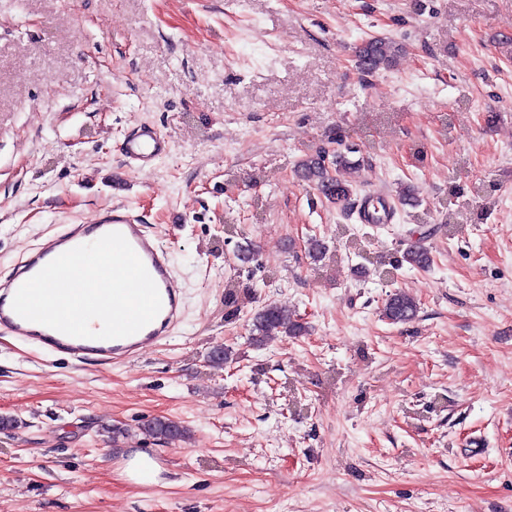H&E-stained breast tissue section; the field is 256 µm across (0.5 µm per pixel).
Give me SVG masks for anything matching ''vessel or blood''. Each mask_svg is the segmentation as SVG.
Masks as SVG:
<instances>
[{
	"label": "vessel or blood",
	"mask_w": 512,
	"mask_h": 512,
	"mask_svg": "<svg viewBox=\"0 0 512 512\" xmlns=\"http://www.w3.org/2000/svg\"><path fill=\"white\" fill-rule=\"evenodd\" d=\"M168 150L169 143L160 131L155 126L143 125L126 138L122 155L125 163L144 169ZM110 232L121 233L126 238L159 290L162 308L152 322L124 338L96 340L66 335L26 320L14 311L11 297L44 266L64 252ZM182 318L181 294L170 253L151 237L137 216L122 208L106 212L91 224L70 225L65 233L40 247L6 279H0V332L52 346L77 359L91 355L101 360L133 357L145 348L161 344Z\"/></svg>",
	"instance_id": "b4317fda"
}]
</instances>
